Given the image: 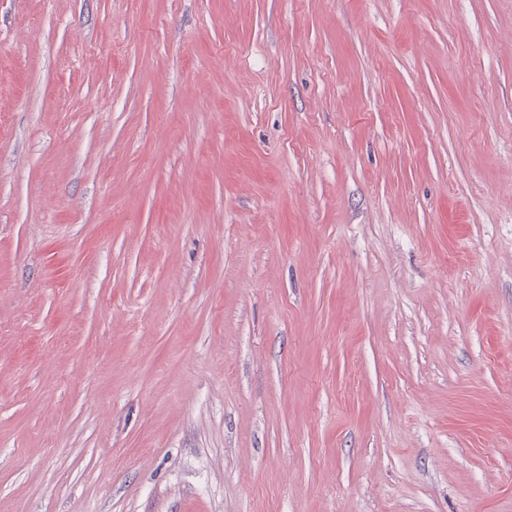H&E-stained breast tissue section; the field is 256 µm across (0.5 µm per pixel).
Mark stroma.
Here are the masks:
<instances>
[{"label":"stroma","mask_w":512,"mask_h":512,"mask_svg":"<svg viewBox=\"0 0 512 512\" xmlns=\"http://www.w3.org/2000/svg\"><path fill=\"white\" fill-rule=\"evenodd\" d=\"M0 512H512V0H0Z\"/></svg>","instance_id":"stroma-1"}]
</instances>
